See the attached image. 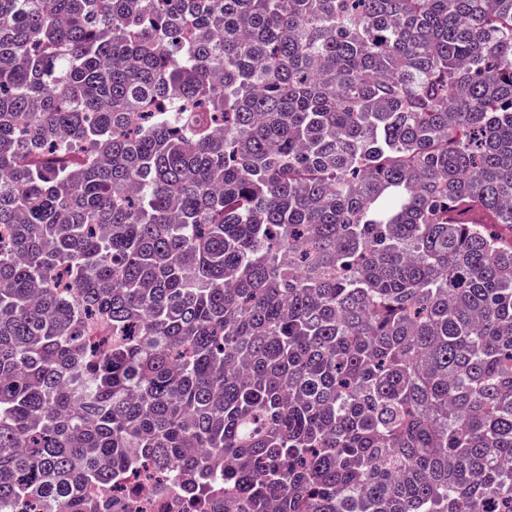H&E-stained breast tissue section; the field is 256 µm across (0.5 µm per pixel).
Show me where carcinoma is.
<instances>
[{"label":"carcinoma","mask_w":512,"mask_h":512,"mask_svg":"<svg viewBox=\"0 0 512 512\" xmlns=\"http://www.w3.org/2000/svg\"><path fill=\"white\" fill-rule=\"evenodd\" d=\"M162 473L512 512V0H0V512Z\"/></svg>","instance_id":"1"}]
</instances>
